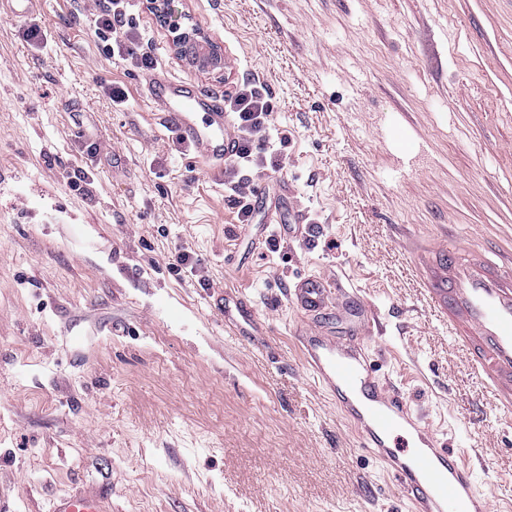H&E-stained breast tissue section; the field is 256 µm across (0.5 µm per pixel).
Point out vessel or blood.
Wrapping results in <instances>:
<instances>
[{"label":"vessel or blood","mask_w":512,"mask_h":512,"mask_svg":"<svg viewBox=\"0 0 512 512\" xmlns=\"http://www.w3.org/2000/svg\"><path fill=\"white\" fill-rule=\"evenodd\" d=\"M146 91L159 124L181 137L192 163L207 165L214 178H222L235 138L219 100L161 69L149 73ZM422 279L449 335L468 346L494 395L511 406L512 265L496 250L450 239L437 243ZM333 286L314 274L293 288L297 307L308 316L296 341L316 384L337 398L363 447L385 465L414 512H488L471 462L449 447L445 431L415 415L400 389L378 374L364 346L370 334L366 320L349 321L342 336L324 328L319 317ZM213 305L234 331L257 324L250 302L238 293L220 292ZM49 512H103V505L92 495L65 493L51 501Z\"/></svg>","instance_id":"vessel-or-blood-1"}]
</instances>
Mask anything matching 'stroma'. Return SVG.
I'll return each mask as SVG.
<instances>
[{
    "label": "stroma",
    "mask_w": 512,
    "mask_h": 512,
    "mask_svg": "<svg viewBox=\"0 0 512 512\" xmlns=\"http://www.w3.org/2000/svg\"><path fill=\"white\" fill-rule=\"evenodd\" d=\"M93 7L44 0L43 49L0 15V512H47L75 488L106 512H409L299 356L289 290L313 272L375 310L370 357L506 512L512 408L412 265L448 237L512 251V0H171L220 71L190 66L136 0L142 46L172 77L271 96L283 167L243 169L266 187L249 224L156 122L143 70L91 35ZM84 169L92 184L70 189L63 172ZM294 209L311 242L272 224ZM179 249L209 288L252 301L261 342L170 270Z\"/></svg>",
    "instance_id": "1"
}]
</instances>
